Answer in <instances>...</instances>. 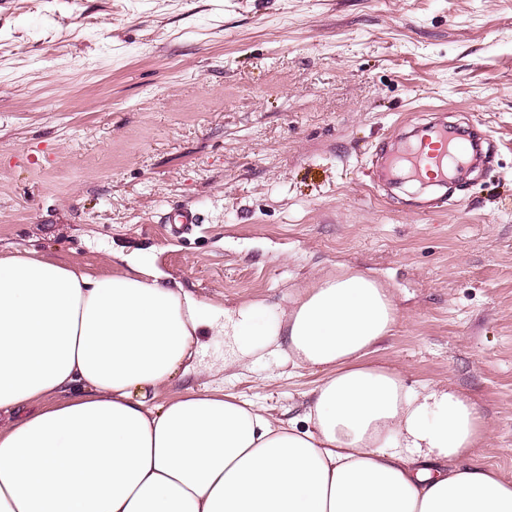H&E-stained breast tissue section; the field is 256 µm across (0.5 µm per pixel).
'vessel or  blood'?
Here are the masks:
<instances>
[{
  "label": "vessel or blood",
  "instance_id": "1",
  "mask_svg": "<svg viewBox=\"0 0 512 512\" xmlns=\"http://www.w3.org/2000/svg\"><path fill=\"white\" fill-rule=\"evenodd\" d=\"M479 159V149H467L460 133L448 125L435 124L418 132L407 148L388 157L386 168L413 181L444 185L466 161Z\"/></svg>",
  "mask_w": 512,
  "mask_h": 512
}]
</instances>
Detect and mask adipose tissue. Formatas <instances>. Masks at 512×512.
<instances>
[{"label": "adipose tissue", "mask_w": 512, "mask_h": 512, "mask_svg": "<svg viewBox=\"0 0 512 512\" xmlns=\"http://www.w3.org/2000/svg\"><path fill=\"white\" fill-rule=\"evenodd\" d=\"M127 266L0 255V512H512V481L465 464L490 432L477 405L368 363L396 322L376 280L323 278L282 320L217 326ZM204 327L232 337L231 365L279 338L321 373L302 422L208 388L156 402Z\"/></svg>", "instance_id": "adipose-tissue-1"}]
</instances>
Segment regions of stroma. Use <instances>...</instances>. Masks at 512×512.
Wrapping results in <instances>:
<instances>
[{"label":"stroma","instance_id":"1","mask_svg":"<svg viewBox=\"0 0 512 512\" xmlns=\"http://www.w3.org/2000/svg\"><path fill=\"white\" fill-rule=\"evenodd\" d=\"M487 137L448 204L374 184L431 117ZM200 215L174 233L167 212ZM94 272L144 254L209 313L274 316L364 273L397 323L370 354L452 384L494 431L468 458L512 480V0H0V252ZM193 384L302 415L320 375L265 349Z\"/></svg>","mask_w":512,"mask_h":512}]
</instances>
